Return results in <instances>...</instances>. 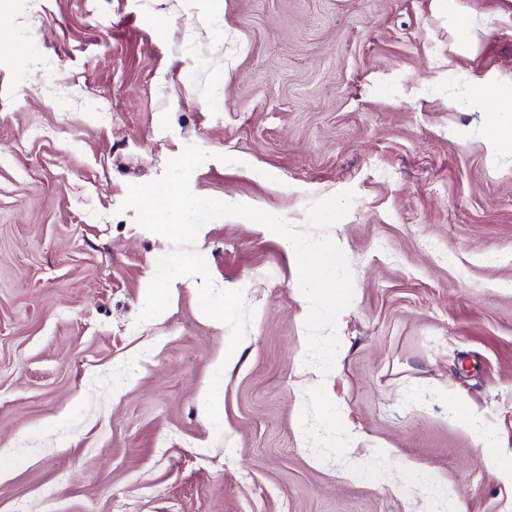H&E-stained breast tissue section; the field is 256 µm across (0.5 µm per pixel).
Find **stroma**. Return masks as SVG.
<instances>
[{
  "instance_id": "1",
  "label": "stroma",
  "mask_w": 512,
  "mask_h": 512,
  "mask_svg": "<svg viewBox=\"0 0 512 512\" xmlns=\"http://www.w3.org/2000/svg\"><path fill=\"white\" fill-rule=\"evenodd\" d=\"M0 23V512H512L481 454L512 449V143L472 100L512 93V0H0ZM188 144L194 194L300 231L357 195L324 378L279 236L197 239L255 311L217 429L230 331L189 277L138 322L171 245L120 208ZM319 383L341 461L300 425Z\"/></svg>"
}]
</instances>
